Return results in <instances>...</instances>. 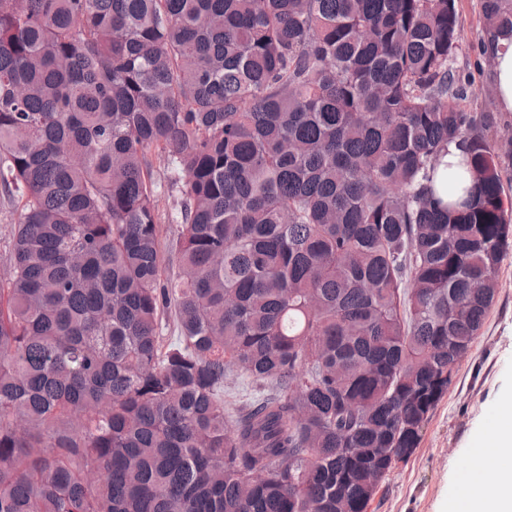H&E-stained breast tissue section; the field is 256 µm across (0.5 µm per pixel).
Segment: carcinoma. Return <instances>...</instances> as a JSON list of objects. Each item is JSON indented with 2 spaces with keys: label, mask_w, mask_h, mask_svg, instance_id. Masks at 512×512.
<instances>
[{
  "label": "carcinoma",
  "mask_w": 512,
  "mask_h": 512,
  "mask_svg": "<svg viewBox=\"0 0 512 512\" xmlns=\"http://www.w3.org/2000/svg\"><path fill=\"white\" fill-rule=\"evenodd\" d=\"M458 42L456 0H0V512H367L512 248ZM179 196L175 191L167 190L158 197V209L161 224L162 239H165L174 231L176 225V217L179 212ZM18 213L14 205L0 191V275L3 274L8 267V250L7 244L13 224H16Z\"/></svg>",
  "instance_id": "1"
}]
</instances>
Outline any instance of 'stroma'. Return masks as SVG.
Returning a JSON list of instances; mask_svg holds the SVG:
<instances>
[{
	"label": "stroma",
	"instance_id": "35a3bbf8",
	"mask_svg": "<svg viewBox=\"0 0 512 512\" xmlns=\"http://www.w3.org/2000/svg\"><path fill=\"white\" fill-rule=\"evenodd\" d=\"M460 46L453 67L474 112H493L491 69L478 51L485 37L480 0H457ZM512 402V252L486 321L461 360L453 385L426 424L408 463L387 476L368 512H450L475 479L469 462L500 427V411Z\"/></svg>",
	"mask_w": 512,
	"mask_h": 512
}]
</instances>
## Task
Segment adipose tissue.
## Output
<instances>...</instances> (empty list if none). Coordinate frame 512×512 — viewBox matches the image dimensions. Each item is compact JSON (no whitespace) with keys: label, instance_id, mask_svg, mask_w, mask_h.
Instances as JSON below:
<instances>
[{"label":"adipose tissue","instance_id":"obj_1","mask_svg":"<svg viewBox=\"0 0 512 512\" xmlns=\"http://www.w3.org/2000/svg\"><path fill=\"white\" fill-rule=\"evenodd\" d=\"M484 50L494 60L493 82L497 107L512 114V39L487 37ZM507 424L491 437L472 464L474 472L495 466L494 487L474 484L459 506V512H512V464L503 459L512 450V409L506 414Z\"/></svg>","mask_w":512,"mask_h":512}]
</instances>
